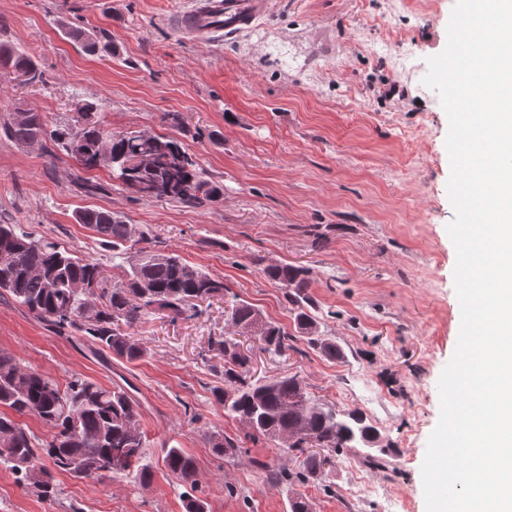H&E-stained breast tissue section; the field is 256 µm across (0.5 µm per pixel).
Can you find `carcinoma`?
<instances>
[{"mask_svg": "<svg viewBox=\"0 0 512 512\" xmlns=\"http://www.w3.org/2000/svg\"><path fill=\"white\" fill-rule=\"evenodd\" d=\"M89 52L99 48L92 32L65 31ZM25 70L44 85L38 63L26 52L0 42V74ZM3 130L13 141L31 145L51 141L56 151L74 159L85 171L97 169L101 145L112 154L110 173L117 185L144 200H176L201 208L224 199V183L214 181L206 170L173 137L159 136L178 154L180 164L162 160L151 140L132 130L115 131L93 121L82 131V145L70 149L67 125L48 128L45 117L32 110L10 116ZM131 154L147 158L139 170L123 167ZM79 224L88 226L112 244V258H120L119 280L114 282L103 265L79 257L58 243L35 239L16 224H0V295L9 296L56 334L81 345L102 359L118 358L129 363L144 359L147 349L124 332L147 314H161L171 321L193 316L196 303L224 297L229 288L224 280L186 262L176 253L154 250L146 245L138 225L122 216L94 207L75 213ZM264 276L280 285L293 314L297 334L269 320L256 305L234 299L228 322L233 334L214 336L209 348L224 361V387L214 390L224 405V414L244 423L253 436L270 440L288 439L286 451L303 456L297 471L286 466L270 477L286 485L314 480L322 474L331 456L358 444L369 445L374 427L362 415L336 410L312 398L296 374L257 378L251 373L250 357L241 351L240 336H251L260 350L280 356L295 349L302 337L307 345L331 358L342 351L318 335L310 312L309 269L292 264H272ZM0 406L18 416L34 415L52 430L44 441L18 423L11 414L0 413V466L8 468L16 481L37 496L53 501L59 490L52 471L74 474L78 459L85 472L81 479H95L96 472L110 466L111 478L149 484L152 469L145 457V433L140 423V403L120 386L104 387L73 376L65 386L0 348ZM213 451L223 457L238 452L226 438H210ZM167 468L185 482L195 485L197 465L183 449H162ZM49 459L45 465L43 459Z\"/></svg>", "mask_w": 512, "mask_h": 512, "instance_id": "1", "label": "carcinoma"}]
</instances>
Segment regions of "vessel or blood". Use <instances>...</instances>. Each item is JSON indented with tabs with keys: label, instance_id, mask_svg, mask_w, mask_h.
<instances>
[{
	"label": "vessel or blood",
	"instance_id": "obj_1",
	"mask_svg": "<svg viewBox=\"0 0 512 512\" xmlns=\"http://www.w3.org/2000/svg\"><path fill=\"white\" fill-rule=\"evenodd\" d=\"M269 5L270 0H190L171 22L178 34L210 40L242 33L268 11Z\"/></svg>",
	"mask_w": 512,
	"mask_h": 512
}]
</instances>
